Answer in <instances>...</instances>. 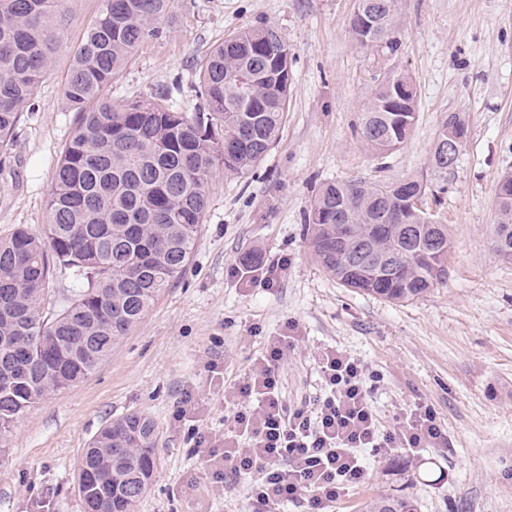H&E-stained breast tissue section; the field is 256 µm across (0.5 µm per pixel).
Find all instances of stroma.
<instances>
[{
    "instance_id": "35a3bbf8",
    "label": "stroma",
    "mask_w": 512,
    "mask_h": 512,
    "mask_svg": "<svg viewBox=\"0 0 512 512\" xmlns=\"http://www.w3.org/2000/svg\"><path fill=\"white\" fill-rule=\"evenodd\" d=\"M357 0H177L173 24L144 43L112 85V99L171 90L197 104L198 57L225 37L268 23L285 36L292 94L276 143L257 168L220 172L182 275L87 379L27 410L0 441V512H86L77 481L85 448L108 422L138 412L157 428V468L136 512H253L247 488H216L197 431L223 433L236 411L224 388L269 337L295 323L303 344L280 367L294 404L318 380L310 349L334 347L374 372L383 428L413 403L436 412L447 445L372 462L335 512H362L406 495L416 512H512V260L492 246L496 189L512 170V0H399V47L356 44ZM100 0H62L63 45L0 149V237L39 231L57 156L74 114L62 97L71 52ZM417 88L416 123L378 153L357 129L386 73ZM468 131L456 164L434 166L449 113ZM420 180L450 241L448 276L424 297L391 303L341 286L314 259L304 216L326 182ZM285 261L273 287L236 274L247 257ZM193 411L177 412L184 399Z\"/></svg>"
}]
</instances>
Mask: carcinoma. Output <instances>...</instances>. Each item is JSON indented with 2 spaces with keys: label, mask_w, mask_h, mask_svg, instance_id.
Returning a JSON list of instances; mask_svg holds the SVG:
<instances>
[{
  "label": "carcinoma",
  "mask_w": 512,
  "mask_h": 512,
  "mask_svg": "<svg viewBox=\"0 0 512 512\" xmlns=\"http://www.w3.org/2000/svg\"><path fill=\"white\" fill-rule=\"evenodd\" d=\"M60 0H0V147L60 45ZM176 0H102L62 84L74 129L54 169L41 234L0 238V438L46 396L88 378L184 271L207 208L211 175L257 166L278 137L292 92L285 37L269 26L227 37L199 61L202 99L188 112L166 91L112 102V83L148 39L163 34ZM351 25L362 46L398 49V0H359ZM414 83L390 72L376 85L359 135L391 151L416 122ZM417 179L329 183L305 215L308 244L336 281L388 302L418 299L448 276V228L409 202ZM493 249L512 260V172L496 197ZM74 284L52 308L56 273ZM157 432L130 413L87 448L80 493L92 512H135L151 484ZM370 512H414L407 497Z\"/></svg>",
  "instance_id": "carcinoma-1"
}]
</instances>
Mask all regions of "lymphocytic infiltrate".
Instances as JSON below:
<instances>
[{
  "mask_svg": "<svg viewBox=\"0 0 512 512\" xmlns=\"http://www.w3.org/2000/svg\"><path fill=\"white\" fill-rule=\"evenodd\" d=\"M302 342L296 333L269 337L265 350L229 390L239 409L223 436L200 434L214 483L246 481L254 512H331L351 488L364 483L371 460L401 451L414 456L446 436L434 411L415 405L401 428L384 431L370 397L372 372L353 355L333 348L311 353L318 389L287 404L278 370Z\"/></svg>",
  "mask_w": 512,
  "mask_h": 512,
  "instance_id": "obj_1",
  "label": "lymphocytic infiltrate"
}]
</instances>
